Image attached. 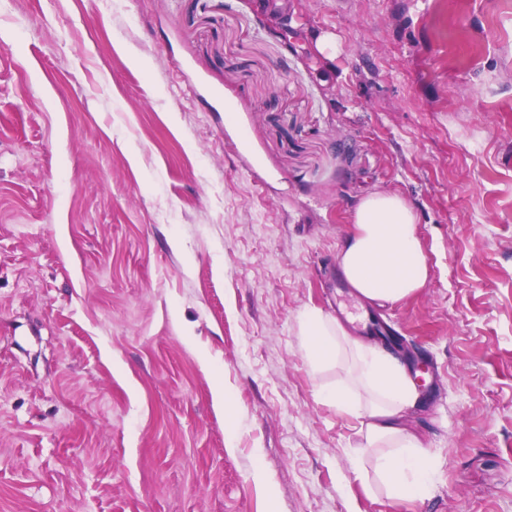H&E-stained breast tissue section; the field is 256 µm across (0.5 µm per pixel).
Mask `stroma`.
I'll return each instance as SVG.
<instances>
[{
  "label": "stroma",
  "mask_w": 512,
  "mask_h": 512,
  "mask_svg": "<svg viewBox=\"0 0 512 512\" xmlns=\"http://www.w3.org/2000/svg\"><path fill=\"white\" fill-rule=\"evenodd\" d=\"M372 191L429 264L382 305ZM308 310L433 363L422 496ZM0 512H512V0H0ZM353 233L338 253L340 270L357 293L371 302L398 301L428 278L417 235V217L396 193H370L352 215Z\"/></svg>",
  "instance_id": "35a3bbf8"
}]
</instances>
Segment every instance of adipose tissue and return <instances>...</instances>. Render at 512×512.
I'll list each match as a JSON object with an SVG mask.
<instances>
[{"label":"adipose tissue","instance_id":"adipose-tissue-1","mask_svg":"<svg viewBox=\"0 0 512 512\" xmlns=\"http://www.w3.org/2000/svg\"><path fill=\"white\" fill-rule=\"evenodd\" d=\"M353 233L338 253L340 270L357 293L371 302H394L424 287L428 263L417 235L413 208L395 193L365 196L352 215ZM305 349L314 367L348 361L373 395L368 405L355 400L349 385L318 392L321 401L360 421L368 445L394 443L397 454L381 458L377 473L394 502L417 496L429 475L421 442L399 422L414 407L418 392L404 368L382 350L348 336L334 318L312 310L301 319Z\"/></svg>","mask_w":512,"mask_h":512}]
</instances>
